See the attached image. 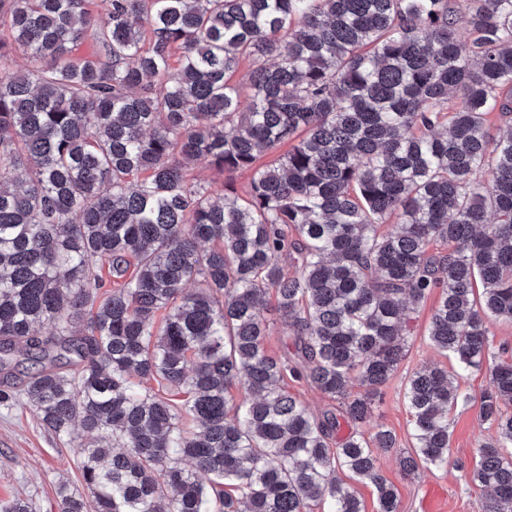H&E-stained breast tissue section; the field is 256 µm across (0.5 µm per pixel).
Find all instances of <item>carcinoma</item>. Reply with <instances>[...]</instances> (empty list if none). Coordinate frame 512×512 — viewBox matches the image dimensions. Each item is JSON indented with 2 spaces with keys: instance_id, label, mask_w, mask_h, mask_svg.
Segmentation results:
<instances>
[{
  "instance_id": "cac0c4a2",
  "label": "carcinoma",
  "mask_w": 512,
  "mask_h": 512,
  "mask_svg": "<svg viewBox=\"0 0 512 512\" xmlns=\"http://www.w3.org/2000/svg\"><path fill=\"white\" fill-rule=\"evenodd\" d=\"M0 26V62H36L0 73V408L87 433L89 496L60 485L61 512H362L339 469L398 512L396 436L334 433L371 417L431 292L429 343L461 368L512 322V126L490 133L512 118V0H0ZM197 159L253 171L247 195L194 183ZM405 398L404 474L448 464L476 404L477 512H512V361L478 396L425 367ZM275 299L271 296L267 308L262 310V317L271 325L272 335L267 343L268 353L275 357H285L287 349L285 347L286 338L288 336V328L281 321L274 309ZM284 384L288 392L302 400L314 415L322 416L326 412H333L339 415L340 407L338 402L321 394L304 380H296V378L288 374Z\"/></svg>"
}]
</instances>
